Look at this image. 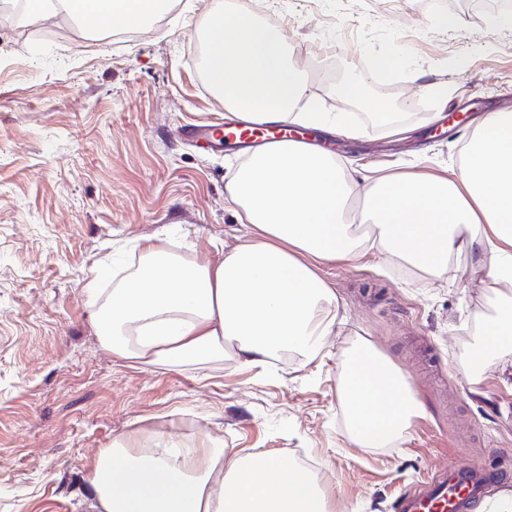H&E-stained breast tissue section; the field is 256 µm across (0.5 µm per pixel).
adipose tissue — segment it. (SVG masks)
Here are the masks:
<instances>
[{
  "instance_id": "1",
  "label": "adipose tissue",
  "mask_w": 512,
  "mask_h": 512,
  "mask_svg": "<svg viewBox=\"0 0 512 512\" xmlns=\"http://www.w3.org/2000/svg\"><path fill=\"white\" fill-rule=\"evenodd\" d=\"M171 0H31L46 20L77 15L111 30H134ZM204 68L229 118L344 128L345 113L314 109L307 74L286 38L253 20L228 22L212 11ZM355 185L330 156L286 145L254 153L228 186L247 230L245 242L219 261L185 260L146 238L139 267L89 317L102 347L144 366L175 368L223 359L233 347L241 365L268 363L288 350L312 360L336 325L337 298L317 266L350 261L359 243L348 218ZM373 242L388 256L414 260L433 275L448 259L479 253L503 298L486 323L467 369L493 365L512 347V111L488 113L451 178L366 183ZM355 442L379 448L403 434L422 407L402 374L367 343L349 357L342 382ZM95 512H328L319 483L275 455L225 456L223 448H175L166 441L132 451L101 449L90 465Z\"/></svg>"
}]
</instances>
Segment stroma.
I'll list each match as a JSON object with an SVG mask.
<instances>
[{"instance_id": "35a3bbf8", "label": "stroma", "mask_w": 512, "mask_h": 512, "mask_svg": "<svg viewBox=\"0 0 512 512\" xmlns=\"http://www.w3.org/2000/svg\"><path fill=\"white\" fill-rule=\"evenodd\" d=\"M174 0L136 37L74 16L0 19V512H91L89 465L113 442L161 432L297 463L332 512H398L424 479L456 465L495 481L469 512L512 498V348L478 380L464 374L501 300L480 257L440 277L401 272L371 249L320 266L341 319L311 362L223 361L145 368L105 351L90 321L89 281L134 270L136 243L161 235L186 259H218L244 233L227 185L243 163L204 152L180 127L224 116L197 62L215 2ZM481 0H247L248 18L294 47L321 112L356 113L333 135L354 179L447 177L480 115L512 110V31ZM454 16L453 29L439 27ZM400 52L398 70L375 58ZM406 110L398 134L344 98L339 71ZM368 342L405 377L423 413L402 437L362 448L350 436L346 358Z\"/></svg>"}]
</instances>
